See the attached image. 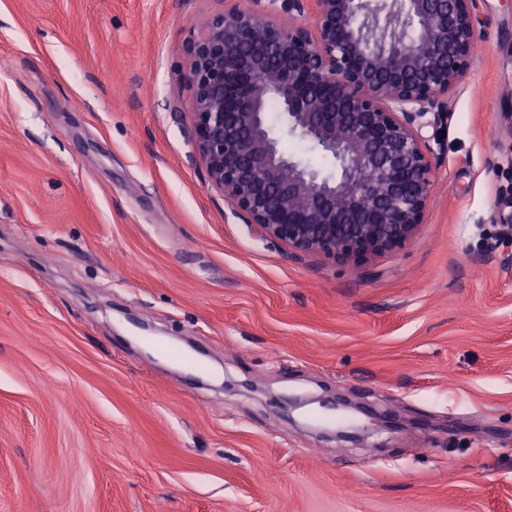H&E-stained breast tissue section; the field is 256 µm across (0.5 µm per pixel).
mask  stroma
I'll return each instance as SVG.
<instances>
[{
    "mask_svg": "<svg viewBox=\"0 0 512 512\" xmlns=\"http://www.w3.org/2000/svg\"><path fill=\"white\" fill-rule=\"evenodd\" d=\"M224 0H0V512H512V0L355 268L243 223L192 141ZM363 406L355 439L318 397Z\"/></svg>",
    "mask_w": 512,
    "mask_h": 512,
    "instance_id": "35a3bbf8",
    "label": "stroma"
}]
</instances>
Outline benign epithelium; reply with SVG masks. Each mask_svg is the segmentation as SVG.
<instances>
[{"label": "benign epithelium", "instance_id": "benign-epithelium-1", "mask_svg": "<svg viewBox=\"0 0 512 512\" xmlns=\"http://www.w3.org/2000/svg\"><path fill=\"white\" fill-rule=\"evenodd\" d=\"M477 0H233L190 41L193 140L235 214L288 256L353 267L402 248L433 185L425 127L472 63ZM282 27L270 15L303 17ZM334 159L286 155L270 124Z\"/></svg>", "mask_w": 512, "mask_h": 512}]
</instances>
